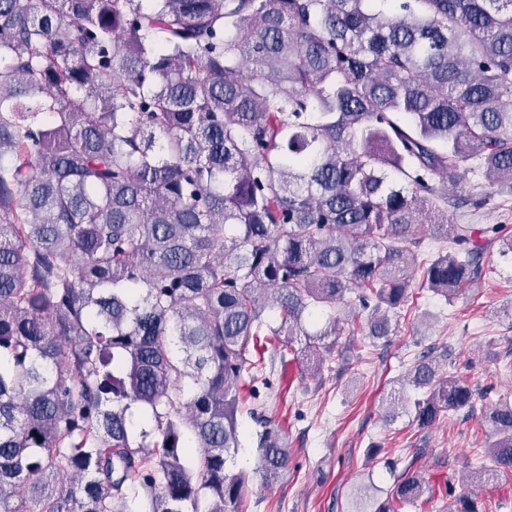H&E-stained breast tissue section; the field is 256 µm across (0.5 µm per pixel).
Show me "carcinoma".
<instances>
[{
  "label": "carcinoma",
  "mask_w": 512,
  "mask_h": 512,
  "mask_svg": "<svg viewBox=\"0 0 512 512\" xmlns=\"http://www.w3.org/2000/svg\"><path fill=\"white\" fill-rule=\"evenodd\" d=\"M512 185V0H0V512H242L263 336L317 365L482 274ZM427 224L448 250L417 261ZM329 309L323 327L303 325ZM475 390L415 358L419 429ZM489 418L512 471V404ZM261 483L288 469L259 434ZM433 494L406 468L374 506ZM485 205L474 211L468 207L448 209L451 224L504 225L512 232V188L493 185L487 189ZM241 422L244 448L239 449V453L234 460L233 469L252 473L255 471L258 462L257 453L255 452L256 433L262 430L264 424L256 423L246 415L241 417Z\"/></svg>",
  "instance_id": "cac0c4a2"
}]
</instances>
